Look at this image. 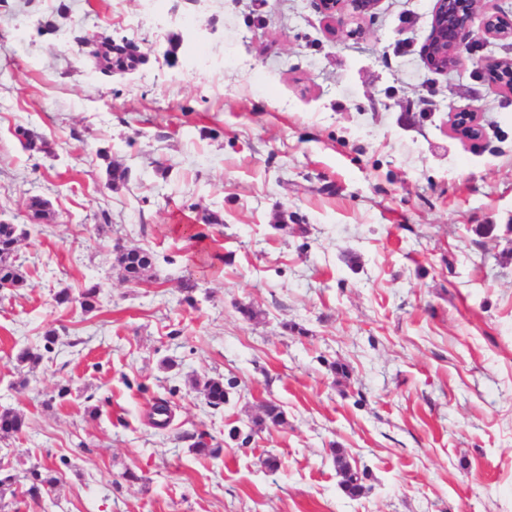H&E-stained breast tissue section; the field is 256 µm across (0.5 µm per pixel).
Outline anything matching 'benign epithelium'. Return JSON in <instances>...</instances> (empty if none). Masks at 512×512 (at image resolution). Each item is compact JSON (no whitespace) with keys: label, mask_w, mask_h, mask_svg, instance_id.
<instances>
[{"label":"benign epithelium","mask_w":512,"mask_h":512,"mask_svg":"<svg viewBox=\"0 0 512 512\" xmlns=\"http://www.w3.org/2000/svg\"><path fill=\"white\" fill-rule=\"evenodd\" d=\"M477 0H436L431 31L427 46L421 56L425 67L440 72L455 69L463 64L470 45L478 38H507L512 36V20L500 11L485 14L479 31L472 28V18ZM378 0H316V7L331 26L346 30L350 37L359 34L352 24L370 15ZM455 47L454 61L448 59V44ZM451 133L458 139L478 144L483 136L477 109L472 107L454 112L449 118Z\"/></svg>","instance_id":"obj_1"}]
</instances>
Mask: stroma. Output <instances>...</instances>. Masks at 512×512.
Masks as SVG:
<instances>
[{
	"label": "stroma",
	"instance_id": "obj_1",
	"mask_svg": "<svg viewBox=\"0 0 512 512\" xmlns=\"http://www.w3.org/2000/svg\"><path fill=\"white\" fill-rule=\"evenodd\" d=\"M434 4L380 0L353 40L313 0H0V220L26 277L0 290V408L26 423L0 465L56 479L19 512H512V96L477 76L512 38L428 70ZM78 32L146 61L104 78ZM471 106L476 146L448 129ZM207 214L206 240L182 234ZM122 247L151 280L123 279ZM93 284L94 311L54 300ZM218 376L215 410L192 382ZM269 401L284 425L229 438ZM117 262L123 271L124 279L136 284L143 281L154 266L153 256L138 248L121 249ZM331 450L334 454L336 466L342 474L343 479L340 486L344 494L350 498L361 496L365 491V486L363 484L365 473H360L356 467L354 468L350 466L349 459L344 448L336 445V448H331Z\"/></svg>",
	"mask_w": 512,
	"mask_h": 512
}]
</instances>
